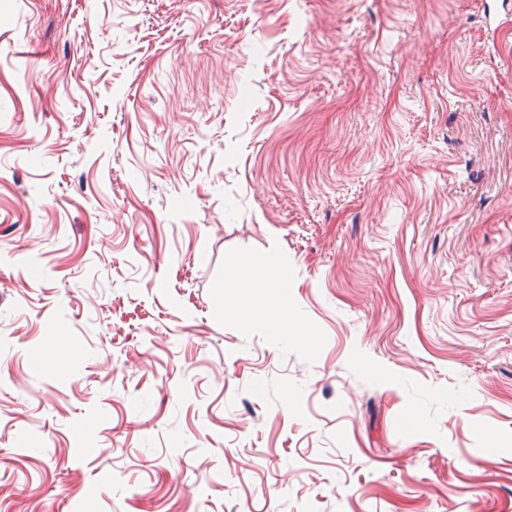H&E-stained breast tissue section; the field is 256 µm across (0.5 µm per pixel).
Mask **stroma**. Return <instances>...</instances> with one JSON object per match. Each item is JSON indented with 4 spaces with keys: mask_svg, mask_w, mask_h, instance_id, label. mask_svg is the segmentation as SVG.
<instances>
[{
    "mask_svg": "<svg viewBox=\"0 0 512 512\" xmlns=\"http://www.w3.org/2000/svg\"><path fill=\"white\" fill-rule=\"evenodd\" d=\"M508 11L0 0V512H512ZM274 279L277 280L278 287L267 283L266 279L253 280L240 287L247 289L234 302L225 307V314L231 319L243 320L250 311L261 305L263 290H260V288H280L276 305H281V296L286 293L284 288H286L288 281L287 272L285 270L279 271Z\"/></svg>",
    "mask_w": 512,
    "mask_h": 512,
    "instance_id": "1",
    "label": "stroma"
}]
</instances>
